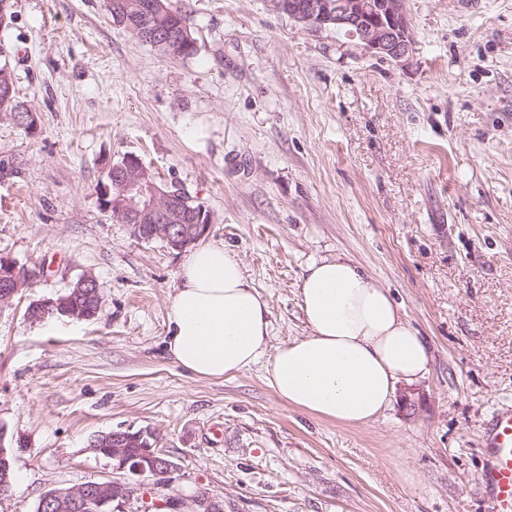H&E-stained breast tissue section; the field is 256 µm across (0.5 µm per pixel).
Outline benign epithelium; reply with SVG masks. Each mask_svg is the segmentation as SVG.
<instances>
[{"label":"benign epithelium","instance_id":"1","mask_svg":"<svg viewBox=\"0 0 512 512\" xmlns=\"http://www.w3.org/2000/svg\"><path fill=\"white\" fill-rule=\"evenodd\" d=\"M278 13L313 31L338 29L355 38L369 53L394 62L405 58L413 49L409 20L404 0H270ZM112 174L121 182V191L111 196V187L102 181L98 192L103 208L113 217L127 224L138 240L161 238L167 244L182 250L195 243L208 231L211 215L200 205L190 211L191 223L171 224L170 215L185 201L180 192L168 183H157L151 172L133 155H126L112 164ZM33 272L19 268L5 259L0 269V307L9 304L15 295L30 284ZM102 305L97 280L84 275L70 292L55 298L36 301L28 307L27 316L42 321L56 315L75 320H89ZM154 434L149 430H112L99 435L91 449L117 462V468L140 479H152L165 486L176 472V464L151 443ZM144 444L132 456L127 445L131 441ZM5 435L0 433V504L12 495L13 483L9 477V463L5 460ZM133 493L126 481H95L72 488H55L42 493V505L53 512H125L124 506ZM191 512H223V507L208 495L192 499Z\"/></svg>","mask_w":512,"mask_h":512}]
</instances>
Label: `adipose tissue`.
Instances as JSON below:
<instances>
[{
	"instance_id": "obj_1",
	"label": "adipose tissue",
	"mask_w": 512,
	"mask_h": 512,
	"mask_svg": "<svg viewBox=\"0 0 512 512\" xmlns=\"http://www.w3.org/2000/svg\"><path fill=\"white\" fill-rule=\"evenodd\" d=\"M170 299L168 351L197 377H231L263 365L288 405L344 425L373 421L398 381L428 371L429 351L388 289L340 257L309 262L300 302L308 336L268 352L266 300L223 243L189 251Z\"/></svg>"
}]
</instances>
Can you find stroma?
I'll return each instance as SVG.
<instances>
[{"mask_svg": "<svg viewBox=\"0 0 512 512\" xmlns=\"http://www.w3.org/2000/svg\"><path fill=\"white\" fill-rule=\"evenodd\" d=\"M0 57L35 133L0 118V257L34 271L0 308V430L14 489L129 480L90 441L147 429L178 470L131 480L129 512L204 492L224 512H488L481 435L512 406V0H405L414 41L391 63L268 0H174L196 39L161 56L106 0H12ZM133 155L180 182L268 303L269 349L307 336V263L343 255L388 288L428 373L342 425L284 403L263 366L201 379L167 351L184 252L99 205ZM96 277L89 320L26 316ZM412 393L413 407L401 396ZM411 471L413 482L401 479Z\"/></svg>", "mask_w": 512, "mask_h": 512, "instance_id": "1", "label": "stroma"}]
</instances>
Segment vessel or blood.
<instances>
[{"label": "vessel or blood", "mask_w": 512, "mask_h": 512, "mask_svg": "<svg viewBox=\"0 0 512 512\" xmlns=\"http://www.w3.org/2000/svg\"><path fill=\"white\" fill-rule=\"evenodd\" d=\"M482 445L486 461L478 481L489 512H512V406L492 415Z\"/></svg>", "instance_id": "b4317fda"}]
</instances>
